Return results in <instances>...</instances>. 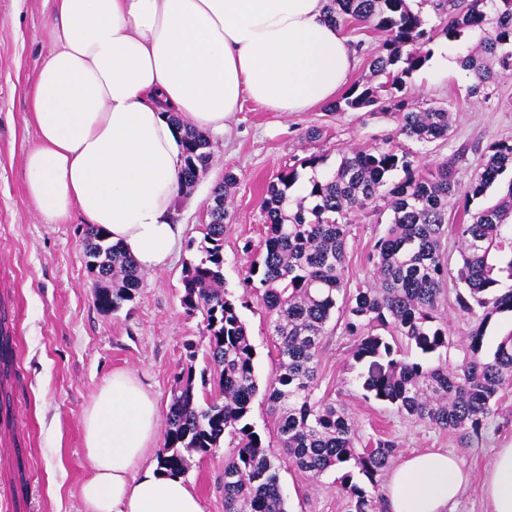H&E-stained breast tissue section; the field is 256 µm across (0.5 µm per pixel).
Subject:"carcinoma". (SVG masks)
Returning <instances> with one entry per match:
<instances>
[{"instance_id": "cac0c4a2", "label": "carcinoma", "mask_w": 512, "mask_h": 512, "mask_svg": "<svg viewBox=\"0 0 512 512\" xmlns=\"http://www.w3.org/2000/svg\"><path fill=\"white\" fill-rule=\"evenodd\" d=\"M436 9L448 14L442 28L448 40H474L461 59L474 76L468 95L490 99L491 86L512 76V0H467L463 6L439 0ZM329 12L338 25L356 21L383 36L370 60L372 75L381 82L353 84L330 110L390 111L399 135L420 143L447 137L448 110L406 95L408 79L429 59L425 47L433 38L409 0H330ZM183 143L181 188L186 189L206 171L210 153L207 136L194 129H185ZM455 164L447 158L423 173L386 141L342 154L336 170L310 178L302 197L288 194L298 179L295 167L267 185L264 252L250 266L245 288L262 292L276 336L277 371L267 399L276 414L277 456L249 422L259 390L256 352L237 300L224 288L227 204L237 181L233 172L224 173L202 240L188 244L194 255L185 262L181 297L186 312L203 317L205 359L218 375V391L199 401L197 347L188 344L157 452L160 467L183 476L193 455H206L229 437L234 453L224 464V512H289L280 483L283 460L312 477L350 467L377 486L396 457L395 445L379 440L372 448L357 447L345 409L315 396L323 338L333 319L358 337L353 358L368 364L362 387L370 396L408 419L481 435L500 393L512 387V331L491 354H482L486 325L499 313H512V180L496 203L473 214L464 209L470 222L456 227L461 257L456 306L475 321L463 359L450 370L424 357L448 349V324L439 313L450 275L443 248L448 207L484 195L512 167V140L490 146L465 187L456 179ZM395 171L404 177L391 183ZM381 197L388 198L393 218L376 245L374 284L350 294L344 282L349 227L358 214L377 211ZM83 241L87 266L97 279L94 303L104 313H117L135 299L143 275L102 228L86 225ZM386 333L405 337L407 350L394 347ZM343 480L351 512L376 510L374 497L350 483L351 474Z\"/></svg>"}]
</instances>
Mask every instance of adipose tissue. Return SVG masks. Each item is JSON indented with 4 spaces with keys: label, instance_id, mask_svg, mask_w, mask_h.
I'll return each mask as SVG.
<instances>
[{
    "label": "adipose tissue",
    "instance_id": "1",
    "mask_svg": "<svg viewBox=\"0 0 512 512\" xmlns=\"http://www.w3.org/2000/svg\"><path fill=\"white\" fill-rule=\"evenodd\" d=\"M327 0H54L28 89L37 144L26 192L46 223L72 212L107 231L145 271L166 268L183 229L180 125L223 133L244 100L304 112L332 100L355 51ZM91 474L83 512H204L201 497L152 458L155 398L113 373L82 418ZM468 475L451 453L404 459L385 486L388 512H455ZM481 492L512 512V447L496 449Z\"/></svg>",
    "mask_w": 512,
    "mask_h": 512
}]
</instances>
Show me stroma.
Here are the masks:
<instances>
[{
    "instance_id": "35a3bbf8",
    "label": "stroma",
    "mask_w": 512,
    "mask_h": 512,
    "mask_svg": "<svg viewBox=\"0 0 512 512\" xmlns=\"http://www.w3.org/2000/svg\"><path fill=\"white\" fill-rule=\"evenodd\" d=\"M411 7L426 27L436 29L432 48L455 47L444 80L432 81L424 68L408 81L412 98L448 108L447 139L421 144L399 136L395 118L386 114L336 115L324 103L307 112H269L245 102L224 134L209 135L210 165L179 195L174 220L184 227V246L165 270L145 273L133 302L106 314L93 300L81 214L72 213L62 224L45 223L22 180L24 154L38 139L29 120L27 89L35 78L51 0H0V512H79V488L90 470L82 415L112 372L134 373L156 398L159 412H167L186 343H207L201 315L187 314L181 305V279L192 256L186 243L202 239L213 190L223 183L225 171L234 172L238 182L224 235V286L234 297L248 299L240 314L264 386L277 368L272 327L260 293L244 294L243 280L260 252L262 201L270 181L311 155L323 156V171H334L345 151L390 138L419 169L457 157L456 177L465 184L492 143L512 139V77L501 80L488 102L469 97L473 79L460 66L468 43H451L441 35V19L430 0H412ZM311 130L316 133L312 139L307 136ZM297 170L290 190L295 197L306 195L312 175L310 169ZM390 218L383 204L351 225L348 292L369 285L375 245ZM455 295L456 283L448 281L440 310L448 322L451 366L461 360L473 328L458 312ZM354 344L341 324L326 337L318 392L347 409L358 446L390 440L402 459L433 448L456 454L470 475L456 512H489L481 484L495 450L512 446V389L498 400L481 438L415 422L394 406L366 397L359 378L363 367L352 357ZM232 454L225 443L191 462L185 480L202 497L206 512H224V463ZM280 477L290 512H348L339 471L312 478L285 464Z\"/></svg>"
}]
</instances>
